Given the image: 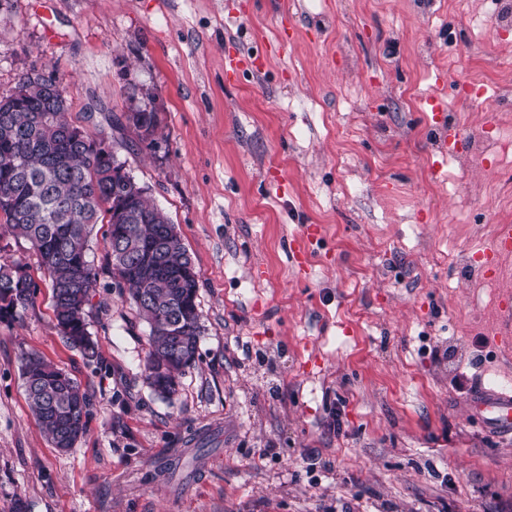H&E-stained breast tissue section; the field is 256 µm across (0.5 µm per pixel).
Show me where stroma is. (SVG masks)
<instances>
[{"label": "stroma", "instance_id": "35a3bbf8", "mask_svg": "<svg viewBox=\"0 0 512 512\" xmlns=\"http://www.w3.org/2000/svg\"><path fill=\"white\" fill-rule=\"evenodd\" d=\"M450 2L0 0V96L31 67L55 76L69 122L102 130L175 224L202 325L159 397L127 293L98 284L86 361L0 228V261L38 285L0 321V512H512V436L465 409L512 380L492 341L512 257L494 280L462 261L512 224L480 195L512 199V171L445 163L431 131L437 101L462 133L505 115L458 91L512 85V30ZM142 87L153 149L115 124ZM28 352L89 394L69 451L29 408Z\"/></svg>", "mask_w": 512, "mask_h": 512}]
</instances>
